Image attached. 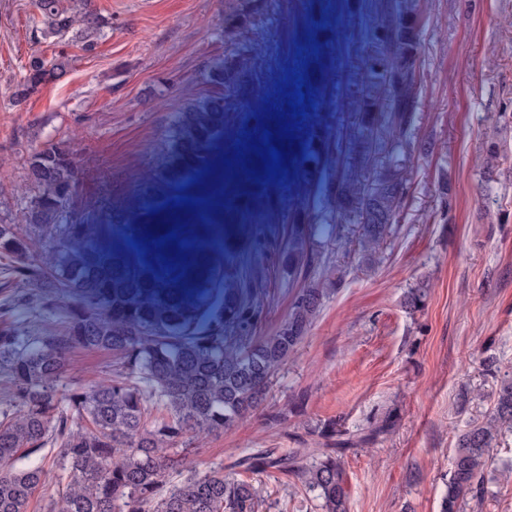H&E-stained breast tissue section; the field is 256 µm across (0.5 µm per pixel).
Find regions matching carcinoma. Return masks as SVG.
<instances>
[{
    "mask_svg": "<svg viewBox=\"0 0 512 512\" xmlns=\"http://www.w3.org/2000/svg\"><path fill=\"white\" fill-rule=\"evenodd\" d=\"M428 0H365L375 16L367 74L357 112V135L343 162L333 203L312 222L295 211L288 242L278 252V274L295 280L316 266L310 239L320 227L337 233L358 228V254L383 245L404 205L409 126L420 104L416 78L420 21ZM32 31L58 44L67 36L84 52L98 45L109 21L91 0H34ZM252 14L224 19V40L237 45ZM73 58L64 51L46 61L32 53L13 96L25 104L40 87L64 76ZM252 59L229 53L212 73L224 97L179 117L175 137L185 147L209 142L224 131V100L243 102L242 83ZM186 170L161 173L158 189L185 183ZM33 194L24 217L50 251L34 255L28 237L0 225V258L32 282L45 304L64 303L68 323L60 334L30 338L0 333V370L11 380L9 409L0 411V512H258L252 481L216 469L200 473L193 463L196 440L222 432L263 401L274 372L308 333L337 268L327 265L299 289L288 319L268 336L255 335L262 311L259 285L266 270L256 260L226 276L210 270L208 280L224 290L223 313L199 326L196 311L210 290L196 273L169 275L142 270L122 249L124 231L108 221L76 219L69 209L82 174L63 143L35 149L28 163ZM223 212L224 254L254 232L242 202ZM136 222L153 239L175 230L168 219L139 210ZM112 354V375L88 387L65 383L73 348ZM512 434V376L497 381L486 419L461 433L449 461L441 512H463L479 501L494 464L499 439ZM52 447L46 467L42 451ZM260 474L277 468L314 494L321 512H347L344 471L331 448H289L278 456L259 451L246 458Z\"/></svg>",
    "mask_w": 512,
    "mask_h": 512,
    "instance_id": "1",
    "label": "carcinoma"
}]
</instances>
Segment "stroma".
<instances>
[{
  "label": "stroma",
  "mask_w": 512,
  "mask_h": 512,
  "mask_svg": "<svg viewBox=\"0 0 512 512\" xmlns=\"http://www.w3.org/2000/svg\"><path fill=\"white\" fill-rule=\"evenodd\" d=\"M110 18L93 53L75 45L70 71L34 94L12 99L35 43L32 0H0V224H23L32 194L28 161L36 147L73 148L83 185L71 207L85 216L123 207L131 197L160 213L173 192L149 189L155 170L181 165L223 175L267 135L291 145L328 139L312 172L286 186L253 184L250 220L265 246L243 242L275 268L284 224L298 208H323L339 155V135L356 109L373 19L349 0H257L255 22L240 48L253 68L245 102L225 106L227 135L197 152L178 149L177 113L222 95L208 74L230 51L224 18L240 0H93ZM422 96L405 201L374 269L359 263L353 229L315 241L319 256L343 276L308 334L275 373L263 406L219 435L202 438L199 471L229 466L260 448H321L324 425L367 435L340 457L348 512H440L458 435L483 421L496 380L481 361L493 355L512 372V0H432L419 46ZM300 114L289 102L296 89ZM500 126L499 156L486 165L487 137ZM426 292L410 310L408 289ZM297 285L271 277L256 333L287 318ZM67 322L62 305L39 303L0 259V331L41 336ZM112 357L74 351L68 380L85 386L107 377ZM388 432L375 434L384 419ZM498 469L481 506L464 512H512V435L494 450ZM259 512H317L296 479L271 469L255 476Z\"/></svg>",
  "instance_id": "obj_1"
}]
</instances>
